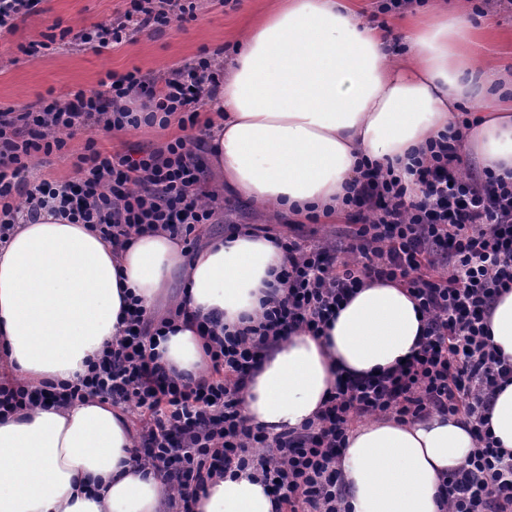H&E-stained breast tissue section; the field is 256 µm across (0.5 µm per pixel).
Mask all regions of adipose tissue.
<instances>
[{"label":"adipose tissue","instance_id":"1","mask_svg":"<svg viewBox=\"0 0 512 512\" xmlns=\"http://www.w3.org/2000/svg\"><path fill=\"white\" fill-rule=\"evenodd\" d=\"M460 13L411 21L408 55L353 0H277L251 24L207 100L212 164L222 185L293 220L342 214L359 162L407 163L479 103L463 150L512 171V74L492 75L468 47ZM283 258L280 246L239 229L183 240L145 231L121 245L49 214L0 243V375L34 387L73 383L121 330L130 298L165 306L167 368L198 377L209 358L196 322L232 327L257 318ZM183 286L171 292L175 275ZM423 314L404 285L367 283L322 335L299 331L269 352L244 393L248 423L273 437L313 422L339 378L396 369L418 349ZM476 443L437 414L378 416L354 425L340 468L351 512H438V493ZM166 488L133 459L126 416L100 399L0 416V512H164ZM194 512H275L259 474L214 476Z\"/></svg>","mask_w":512,"mask_h":512}]
</instances>
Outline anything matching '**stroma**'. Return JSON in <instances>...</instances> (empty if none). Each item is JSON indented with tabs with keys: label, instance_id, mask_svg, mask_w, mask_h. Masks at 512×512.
Here are the masks:
<instances>
[{
	"label": "stroma",
	"instance_id": "obj_1",
	"mask_svg": "<svg viewBox=\"0 0 512 512\" xmlns=\"http://www.w3.org/2000/svg\"><path fill=\"white\" fill-rule=\"evenodd\" d=\"M273 0H240L237 9L224 7L220 0H200L195 19L172 22L162 34L132 33L128 41L97 53L80 46L40 51L30 56L23 45L40 40L53 23L75 28L113 20L127 6V0H45L43 11L20 23L18 30L0 38V110L20 108L36 101L47 91L61 96L69 91L97 88L106 72L124 73L139 68L142 73L164 75L172 66L194 59L202 52L219 49L232 51L239 32L267 11ZM474 50L479 62L512 72V5L489 4L484 15L471 16ZM177 124L166 128L143 126L105 133H77L67 147L51 156L29 160V181L44 178L58 181L72 179L74 162L87 139H94L106 151L155 148L180 136ZM219 221L204 225L203 230L219 235L228 224L265 226L276 236L298 237L307 241L327 239L344 241L354 226L346 216L333 219L285 221L273 209L225 191Z\"/></svg>",
	"mask_w": 512,
	"mask_h": 512
}]
</instances>
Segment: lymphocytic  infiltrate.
I'll return each instance as SVG.
<instances>
[{
    "mask_svg": "<svg viewBox=\"0 0 512 512\" xmlns=\"http://www.w3.org/2000/svg\"><path fill=\"white\" fill-rule=\"evenodd\" d=\"M197 0H130L115 20L66 26L29 43L37 54L62 42L101 50L128 31L163 32L172 20L195 18ZM224 78V64L201 53L192 62L147 78L140 70L107 73L93 91L39 99L0 112V240L18 213L37 222L50 212L88 224L106 242L147 230L189 239L214 223L219 196L206 191L198 156L207 130L198 113ZM177 122L182 134L164 146L108 152L87 140L75 179L29 182L31 157L63 150L77 132L114 131ZM459 132L394 167L361 170L343 200L356 229L344 243L286 238L282 293L262 303L259 320L217 333L207 329L210 367L196 379L171 375L155 348L163 324L139 303L127 327L87 375L60 387L0 383V415L89 396L126 405L143 420L136 459L163 481L170 512H191L208 479L253 470L271 487L277 512H348L339 450L354 422L392 414L464 416L476 446L449 474L439 512H512V452L499 448L487 412L512 381V363L488 341L491 306L512 286V173L465 165ZM407 285L425 317L420 349L406 364L337 386L316 422L267 437L247 424L242 393L262 353L280 336L319 330L363 278Z\"/></svg>",
    "mask_w": 512,
    "mask_h": 512,
    "instance_id": "1",
    "label": "lymphocytic infiltrate"
}]
</instances>
